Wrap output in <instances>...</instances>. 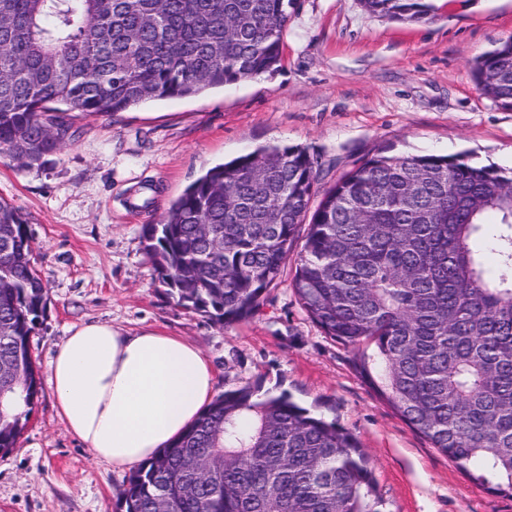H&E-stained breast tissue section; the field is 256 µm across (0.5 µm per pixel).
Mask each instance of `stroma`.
Wrapping results in <instances>:
<instances>
[{
  "label": "stroma",
  "instance_id": "obj_1",
  "mask_svg": "<svg viewBox=\"0 0 512 512\" xmlns=\"http://www.w3.org/2000/svg\"><path fill=\"white\" fill-rule=\"evenodd\" d=\"M402 23L362 0H295L277 72L110 115L67 113L76 132L28 167L0 157V200L32 240L47 306L30 338L40 390L15 448L0 453V512H120L128 471L95 459L59 418L49 364L71 326L154 329L194 344L216 389L292 394L362 442L384 512H512L472 483L360 378L288 279L253 318L219 326L179 306L156 278L143 227L207 169L265 144L299 146L325 191L378 150L467 155L512 171V111L479 91L474 60L512 36V0H430Z\"/></svg>",
  "mask_w": 512,
  "mask_h": 512
}]
</instances>
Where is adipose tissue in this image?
Instances as JSON below:
<instances>
[{
  "label": "adipose tissue",
  "mask_w": 512,
  "mask_h": 512,
  "mask_svg": "<svg viewBox=\"0 0 512 512\" xmlns=\"http://www.w3.org/2000/svg\"><path fill=\"white\" fill-rule=\"evenodd\" d=\"M50 381L68 431L121 471L179 437L216 386L214 369L197 346L102 322L71 328L50 362Z\"/></svg>",
  "instance_id": "adipose-tissue-1"
}]
</instances>
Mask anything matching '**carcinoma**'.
<instances>
[{
    "label": "carcinoma",
    "instance_id": "carcinoma-1",
    "mask_svg": "<svg viewBox=\"0 0 512 512\" xmlns=\"http://www.w3.org/2000/svg\"><path fill=\"white\" fill-rule=\"evenodd\" d=\"M426 23L424 0H364ZM294 0H0V157L71 138L64 112L110 114L274 73ZM476 86L512 110V36ZM317 170L265 145L208 169L143 229L159 281L219 325L256 315L307 224L290 286L360 377L493 495H512V175L462 155L382 149L310 210ZM493 225L500 267L479 243ZM27 225L0 201V452L38 396L30 337L46 306ZM368 456L283 391L227 389L127 481L122 512H380Z\"/></svg>",
    "mask_w": 512,
    "mask_h": 512
}]
</instances>
